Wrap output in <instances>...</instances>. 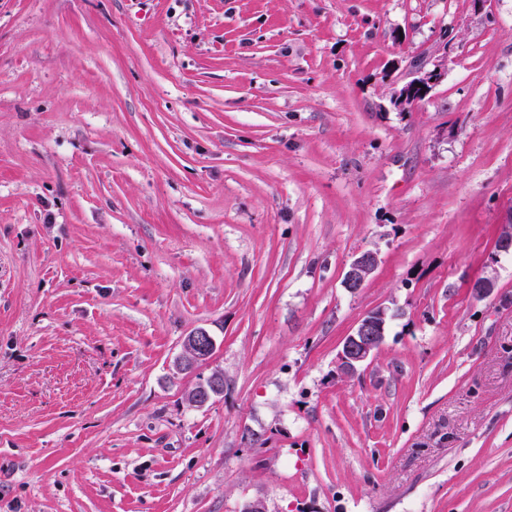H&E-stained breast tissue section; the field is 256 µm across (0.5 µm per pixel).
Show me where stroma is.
Instances as JSON below:
<instances>
[{
	"mask_svg": "<svg viewBox=\"0 0 512 512\" xmlns=\"http://www.w3.org/2000/svg\"><path fill=\"white\" fill-rule=\"evenodd\" d=\"M507 224L512 0H0V512H512ZM440 75L441 73H436L435 71L424 72L421 69L416 70L413 73V78L404 87L403 91L401 92L399 90L395 101L398 100V105L406 104L407 99L413 102L427 91L431 84L437 81ZM417 84H422V87H417ZM356 257L350 263L345 276L346 286L352 291H358L362 288L378 265L376 254L371 251L361 252ZM386 316L384 309L375 316H364L346 337L339 354V365L344 374H354L380 349L385 339ZM216 348V343L206 330L199 329L185 337L180 355L176 358L175 367L185 371L187 366L209 360ZM223 393L224 374L216 371L208 378V385L199 383L189 391L187 399L192 405L203 407Z\"/></svg>",
	"mask_w": 512,
	"mask_h": 512,
	"instance_id": "obj_1",
	"label": "stroma"
}]
</instances>
